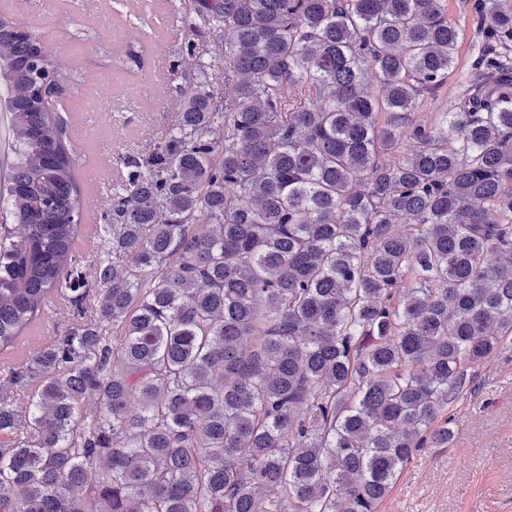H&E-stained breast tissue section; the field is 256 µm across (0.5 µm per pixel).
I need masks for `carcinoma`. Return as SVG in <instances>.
<instances>
[{
	"label": "carcinoma",
	"instance_id": "obj_1",
	"mask_svg": "<svg viewBox=\"0 0 512 512\" xmlns=\"http://www.w3.org/2000/svg\"><path fill=\"white\" fill-rule=\"evenodd\" d=\"M224 88L177 120L77 262L72 74L0 15L19 161L0 224V357L51 297L71 324L0 384V512H378L512 334V0H197ZM447 9L448 19L459 23L464 28V36L459 44L455 56V69L448 78V82L441 89L438 96H425L419 108L413 113L416 122H430L435 112L448 110L451 101L457 98L461 84L470 77V62L477 53L478 42L474 34V27L467 15L464 13L463 0H444Z\"/></svg>",
	"mask_w": 512,
	"mask_h": 512
}]
</instances>
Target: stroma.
Masks as SVG:
<instances>
[{
    "mask_svg": "<svg viewBox=\"0 0 512 512\" xmlns=\"http://www.w3.org/2000/svg\"><path fill=\"white\" fill-rule=\"evenodd\" d=\"M444 5L464 36L446 85L438 96L424 97L414 112L418 122L447 110L469 79L478 50L462 0ZM11 14L39 35L57 66L73 72L62 115L88 128L86 142L73 147L74 166L80 178L94 176L97 198L111 199L127 178L123 158L149 151L174 123L179 91L197 75L198 61L188 55L186 44L204 43L207 30L192 28L190 16L171 5L131 12L127 0H67L63 9L14 0ZM121 45L144 52L132 62L117 54ZM110 75L122 84L114 108L86 111L80 94ZM449 413L453 440L445 448L419 449L379 512H512V335L476 367L469 390Z\"/></svg>",
    "mask_w": 512,
    "mask_h": 512,
    "instance_id": "1",
    "label": "stroma"
}]
</instances>
